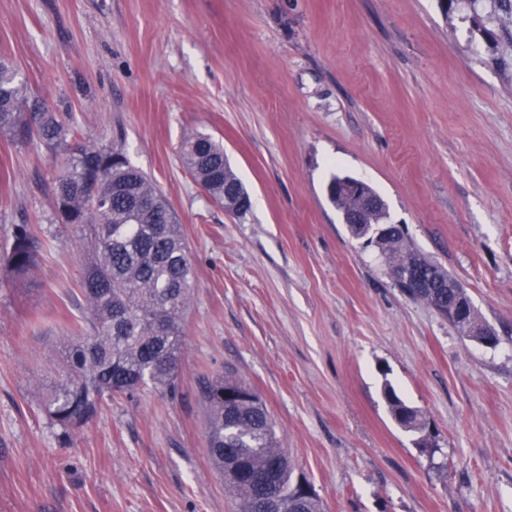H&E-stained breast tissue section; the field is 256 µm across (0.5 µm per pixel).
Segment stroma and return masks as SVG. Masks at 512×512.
Returning <instances> with one entry per match:
<instances>
[{
  "instance_id": "35a3bbf8",
  "label": "stroma",
  "mask_w": 512,
  "mask_h": 512,
  "mask_svg": "<svg viewBox=\"0 0 512 512\" xmlns=\"http://www.w3.org/2000/svg\"><path fill=\"white\" fill-rule=\"evenodd\" d=\"M0 53L177 212L195 273L175 393L113 400L69 433L42 410L85 301L55 166L0 137V512H235L205 442V380L265 402L324 512H512V18L494 0H0ZM210 135L251 196L227 214L180 160ZM370 184L498 335L461 338L395 288L329 202ZM423 411L420 452L382 397ZM42 251V243L33 225H13L9 245L3 254L8 274L16 279H24L36 266Z\"/></svg>"
}]
</instances>
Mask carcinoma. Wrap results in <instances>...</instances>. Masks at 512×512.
Returning <instances> with one entry per match:
<instances>
[{"label": "carcinoma", "instance_id": "1", "mask_svg": "<svg viewBox=\"0 0 512 512\" xmlns=\"http://www.w3.org/2000/svg\"><path fill=\"white\" fill-rule=\"evenodd\" d=\"M0 136L44 148L63 157L53 188L54 217L80 231L86 259L79 291L87 312L75 321L64 343L65 365L43 396L50 422L67 433L91 423L105 402L145 390L173 391L184 348L183 322L194 291V271L181 224L150 176L126 156L92 144L68 112L33 97L19 69L0 54ZM183 166L208 197L224 206V187L248 196L211 137L195 133L180 146ZM328 199L343 213L359 196L332 175ZM380 254L388 273L421 276L425 288H400L411 300L448 308L450 276L442 264L392 233ZM42 243L31 224H14L3 254L8 274L25 278L36 266ZM392 418L418 434L416 446L433 455L437 445L423 433L420 410L385 384ZM209 415L207 448L237 502V512H322L315 493L297 495L303 476L276 435L260 395L232 372L203 388Z\"/></svg>", "mask_w": 512, "mask_h": 512}]
</instances>
